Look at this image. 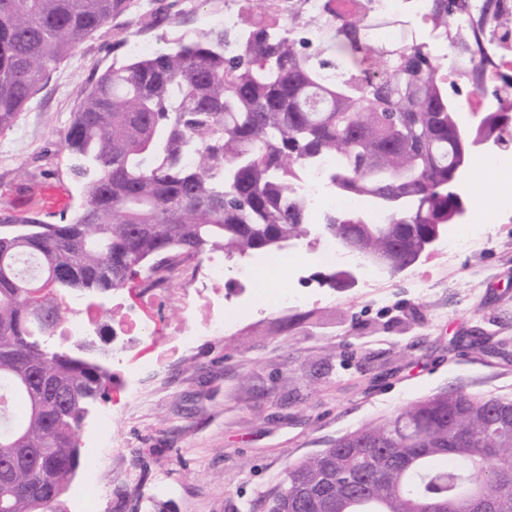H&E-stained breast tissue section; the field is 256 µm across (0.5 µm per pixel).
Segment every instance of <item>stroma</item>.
Masks as SVG:
<instances>
[{
  "label": "stroma",
  "instance_id": "obj_1",
  "mask_svg": "<svg viewBox=\"0 0 512 512\" xmlns=\"http://www.w3.org/2000/svg\"><path fill=\"white\" fill-rule=\"evenodd\" d=\"M266 24L313 19L305 0H125L109 24L53 66L16 124L0 133V217L41 215L55 188L73 214L87 194L63 147L89 80L133 43L164 48L219 26L225 10ZM491 243L447 256L436 243L407 269L363 282H323L333 263L309 261L308 304L253 318L235 332L198 338L169 356L175 308L124 293L150 333L133 352L138 399L113 375L78 434L80 466L63 497L104 484L99 512H268L289 467L364 423L430 395L461 390L512 396V210L496 212ZM114 413L113 468L91 455L101 413ZM164 478L157 495L149 490Z\"/></svg>",
  "mask_w": 512,
  "mask_h": 512
}]
</instances>
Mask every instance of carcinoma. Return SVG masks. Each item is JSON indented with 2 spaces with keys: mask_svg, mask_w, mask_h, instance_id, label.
Here are the masks:
<instances>
[{
  "mask_svg": "<svg viewBox=\"0 0 512 512\" xmlns=\"http://www.w3.org/2000/svg\"><path fill=\"white\" fill-rule=\"evenodd\" d=\"M124 2L0 0V133L46 70ZM331 2L314 17L332 30L328 50L311 47L292 20L282 34L255 22L233 49L229 33L212 28L114 62L84 89L64 141L75 173L89 180L84 203L58 224L0 225V512H62L80 465L77 431L111 381L98 358L46 343L65 291L162 279L174 262L216 248L231 259L306 240L311 202L299 186L326 160L331 191L383 217L364 228L342 208L321 220L346 225L370 263H410L448 229L463 143L443 64L400 16L362 4L341 14ZM422 21L450 59L467 61L473 90L495 95L488 130L511 146L512 74L495 58L512 55V0H431ZM357 53L362 62L349 64ZM404 171L417 179H393ZM506 413L512 399L456 390L362 425L329 449L331 461L344 480L366 459L380 464L307 512H478V486L485 512H512ZM18 447L30 459L12 465ZM324 471L323 454L292 465L282 501L298 482L321 485Z\"/></svg>",
  "mask_w": 512,
  "mask_h": 512,
  "instance_id": "obj_1",
  "label": "carcinoma"
}]
</instances>
